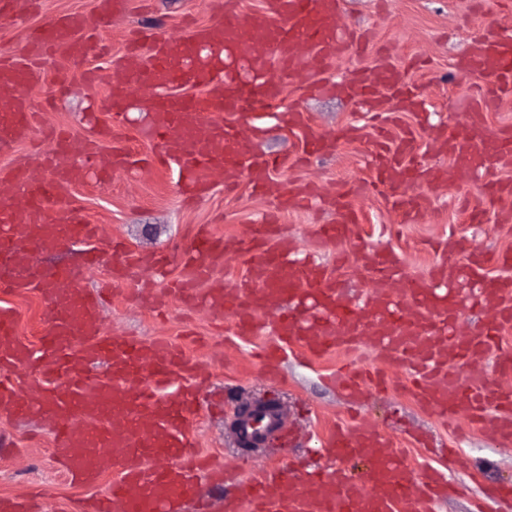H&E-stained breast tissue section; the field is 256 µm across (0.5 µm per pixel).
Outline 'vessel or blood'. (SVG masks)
<instances>
[{
  "label": "vessel or blood",
  "instance_id": "b4317fda",
  "mask_svg": "<svg viewBox=\"0 0 512 512\" xmlns=\"http://www.w3.org/2000/svg\"><path fill=\"white\" fill-rule=\"evenodd\" d=\"M342 4L264 0L244 18L237 0H225L213 21L192 27L178 41L140 27L113 63L105 106L118 123L130 111L144 114L139 133L154 147L151 163L176 170L189 195L209 192L220 173L228 187L247 179L262 194L279 199L280 210L311 206L314 187L291 188L273 178L276 161L258 148L269 126L255 125L247 142L237 134L251 106L280 97L283 78L297 66L298 46L307 48L315 92L347 97L377 112L385 101L378 93L383 87L395 111L416 112L423 105L400 87L395 70L384 61L327 80L334 62L348 55L354 43L353 33L335 24ZM84 27L80 14L68 13L33 29L20 55L0 53L1 146L26 142L33 133L36 114L27 90L43 79L38 59L58 53L81 60L95 49V42L83 36ZM456 68L490 73L498 91L511 94L512 35L473 38ZM135 82L147 89L137 99L130 95ZM189 85L203 87L205 98L187 94ZM480 117V111H473L462 133L433 129L427 149L448 155L461 170L486 175L491 197L511 198L512 185L489 179L488 173L493 164L512 161V132L479 135ZM44 140L49 147L38 164L0 169V179L13 187L12 195L0 196V291L35 292L50 312L49 326L34 345L18 337L13 308L0 306V413H41L55 434L52 455L72 482L94 488L105 474L114 473L106 492L79 500L73 512H182L188 501L197 502V512H210L200 485L215 482L217 474L206 457L189 451L185 438L202 366L162 340L101 334L98 304L81 285L85 268L99 260L97 252H86L77 266L49 272L38 268L41 252L100 238L98 225L87 223L79 210L52 219L48 202L130 166L131 153L64 132H48ZM411 151L407 138L382 146L375 160L378 183L442 181L438 168L408 163ZM354 222L352 213H341L335 224L322 229V243L344 240ZM272 224L267 217L256 226V252L239 288L213 280L214 268L224 259V243L206 228L197 233L170 289L140 290L137 299L155 304L173 292L185 307L232 318L239 335H258L270 326L280 342L298 341L314 354L356 350L371 340L385 361L410 364L421 406L446 422L463 416L476 426L491 423L501 442L512 444V393L485 379L460 380L455 373L457 362L490 358L501 373L512 372V354L496 344L497 336L512 329L511 276L483 279L474 302L488 315L476 335L461 338L455 323L467 301L455 285L462 273L482 271L486 256L472 255L464 271L453 261L442 262L429 277L404 278L394 293L387 288L396 274L392 256L373 252L369 262L375 286L355 300L316 259L294 258L290 241L277 236ZM112 251L129 268L164 265L162 257L118 240ZM102 361L108 364L107 376L92 374ZM22 368L32 374L20 385L13 373ZM145 376L150 379L146 388L141 385ZM331 381L356 401L364 400L376 383L354 365L336 371ZM226 429L237 448L253 452L286 433L287 416L268 401L236 411ZM327 445L329 456L340 458L339 466L308 468L284 461L271 472L252 475L241 493L225 502L224 512H398L407 502L419 504V512H431L436 497L450 486L445 474L425 479L405 466L372 421L336 429ZM352 457L368 459L369 468L353 473L343 465Z\"/></svg>",
  "mask_w": 512,
  "mask_h": 512
}]
</instances>
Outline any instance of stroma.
Returning a JSON list of instances; mask_svg holds the SVG:
<instances>
[{
    "mask_svg": "<svg viewBox=\"0 0 512 512\" xmlns=\"http://www.w3.org/2000/svg\"><path fill=\"white\" fill-rule=\"evenodd\" d=\"M96 2L38 0L28 15L0 20V51L20 53L32 27L48 24L70 11L95 18L94 31L115 58L124 51L128 34L145 21L156 23L166 38L175 39L185 37L187 21L205 24L213 17L212 0H128L124 12L101 20ZM336 24L369 32L370 40L363 49L335 64L334 74L369 69L381 57H388L400 80L424 92L427 109L407 113L383 128L352 100L311 95L309 72L284 80L278 110L300 108L307 114L309 125L303 129L275 127L269 132L261 148L278 161L274 177L310 184L327 194L347 190V204L357 218L355 235L322 247L316 243V230L319 225L335 222V207L284 213L279 226L298 254L314 255L345 287L361 291L373 282L366 258L376 248L393 255L402 275L421 278L429 276L432 267L448 256L464 267L475 252L490 258L512 253V222H500V205L486 194L482 182L456 171L447 156L432 158L426 152L432 126L464 124L471 105L482 101L489 104L482 115L487 131L512 129V97L494 94L491 75L455 69L458 57L474 37L512 32V8L505 7L504 0H344ZM107 59L96 55L81 62L57 55L46 58L42 82L29 91L40 125L100 139L112 122L111 112L102 105L107 85L102 82L87 87L82 73L87 68L107 72ZM351 126L357 127V138L342 137V130ZM382 132L391 141L412 137L416 142L411 155L414 162L432 161L453 174L445 184L426 189L423 222H412L392 205L394 193L411 195L415 186L406 184L395 190L375 184L370 159ZM313 135L330 142L331 147L306 162L302 159L305 142ZM72 200L102 229L103 239L98 244L101 261L85 273L81 284L103 295V334L167 339L186 356L209 364L210 375L199 388L202 407L188 425L186 438L192 451L211 458L229 480L225 486L204 484V493L214 500L237 495L253 472L272 468L279 461L303 456L313 464H322L315 450L323 444L326 432L360 417L371 419L392 439L406 464L424 475L446 473L458 485V494L438 501L433 512H472L475 501L488 487L512 483V445H502L488 427L455 434L453 424L443 422L411 395L407 367L390 368L386 388L364 405L350 403L340 390L327 385L330 374L352 361L381 366L371 344H364L357 352L313 355L299 342L282 344L270 333L239 335L230 318L201 309L187 311L174 299L161 311L152 310L133 296L140 284L153 281L151 272L141 269L125 279L113 277L112 270L121 258L109 249L111 238L166 256V277L173 280L196 227L206 224L223 236L226 248L224 265L216 276L228 287H236L249 265L243 244L250 240L262 217L277 207L276 201L255 191L248 180H240L230 191L216 185L211 193L189 200L177 175L168 168L121 169L105 180L76 188ZM475 213L483 215V223L472 221ZM448 241L455 244L450 255L443 250ZM0 305L15 310L21 338L38 344L49 320L40 299L31 292L0 293ZM220 394L244 405L274 400L287 406L290 424L298 432L296 440L290 445L277 440L251 456H239L237 448L224 440L223 412L209 406ZM52 444L47 422L0 414V497L36 490L41 507L48 512H69L73 499L89 495V488L71 483L57 468Z\"/></svg>",
    "mask_w": 512,
    "mask_h": 512,
    "instance_id": "35a3bbf8",
    "label": "stroma"
}]
</instances>
